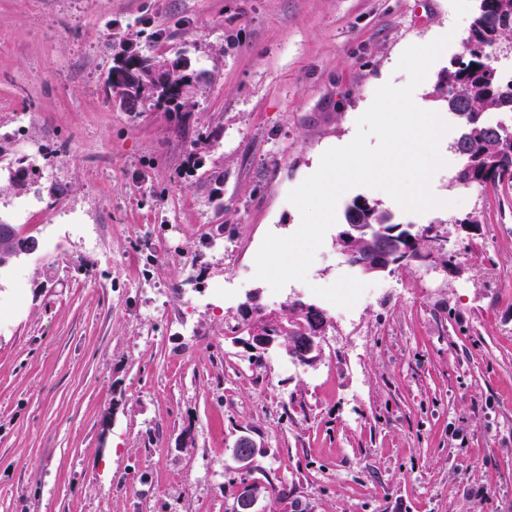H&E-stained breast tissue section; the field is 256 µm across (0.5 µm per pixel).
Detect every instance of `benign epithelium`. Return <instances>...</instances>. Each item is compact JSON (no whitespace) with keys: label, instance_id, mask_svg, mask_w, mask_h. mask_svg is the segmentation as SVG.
Wrapping results in <instances>:
<instances>
[{"label":"benign epithelium","instance_id":"benign-epithelium-1","mask_svg":"<svg viewBox=\"0 0 512 512\" xmlns=\"http://www.w3.org/2000/svg\"><path fill=\"white\" fill-rule=\"evenodd\" d=\"M376 227L347 224L340 235L342 253L351 265L365 274H377L404 263L430 261L434 256L445 250V239L432 230L425 234L429 242L426 254L415 253L407 247H389L385 243H375ZM311 305L298 304L294 314L286 317L277 310H267L262 306H245L244 315L247 333L246 344L256 352H266L280 345V339L287 338L286 352L290 358L302 365H311L321 356L319 339L331 324V318L326 312H320L323 325L306 334V329H297V313L305 312ZM305 334L303 340L294 336L295 332ZM258 454L257 444L249 437L243 436L236 443L233 457L238 467L248 470L252 467ZM269 493L268 487L259 481L243 484L239 487L236 501V512H258L260 499Z\"/></svg>","mask_w":512,"mask_h":512}]
</instances>
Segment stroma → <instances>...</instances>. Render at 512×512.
I'll return each mask as SVG.
<instances>
[{"mask_svg": "<svg viewBox=\"0 0 512 512\" xmlns=\"http://www.w3.org/2000/svg\"><path fill=\"white\" fill-rule=\"evenodd\" d=\"M479 0H0V219L52 238L0 269V512H233L243 482L287 488L261 512H512V182L464 189L461 127L439 85ZM456 34L415 95L450 130L431 189L404 212L460 252L368 277L349 309L313 294L354 275L326 233L306 281L256 279L289 192L347 145L406 46ZM205 72L182 112H127L103 81L122 43ZM24 126L25 136L13 131ZM479 222L467 236L458 219ZM224 298H215L214 287ZM302 300L332 323L322 355L242 345L245 305ZM261 449L253 471L233 450ZM257 444L247 436L241 437L236 443L233 457L239 469L250 470L258 454Z\"/></svg>", "mask_w": 512, "mask_h": 512, "instance_id": "1", "label": "stroma"}]
</instances>
